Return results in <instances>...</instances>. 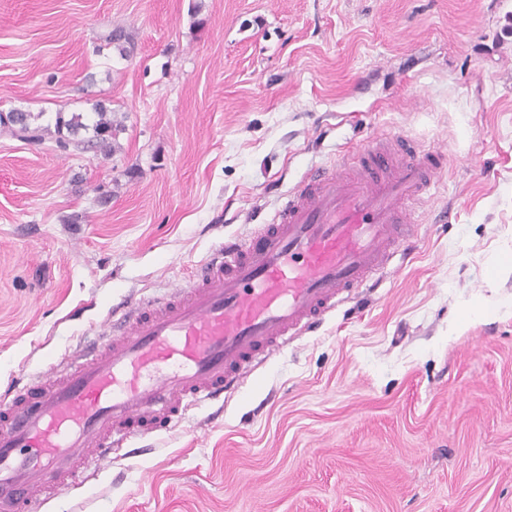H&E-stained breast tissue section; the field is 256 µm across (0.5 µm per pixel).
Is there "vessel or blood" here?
Here are the masks:
<instances>
[{
    "label": "vessel or blood",
    "instance_id": "obj_1",
    "mask_svg": "<svg viewBox=\"0 0 512 512\" xmlns=\"http://www.w3.org/2000/svg\"><path fill=\"white\" fill-rule=\"evenodd\" d=\"M447 154L406 136L312 167L247 239L219 244L161 299L116 308L66 363L0 391V512L86 486L136 437L238 390L292 337L367 287L416 236Z\"/></svg>",
    "mask_w": 512,
    "mask_h": 512
}]
</instances>
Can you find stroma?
Masks as SVG:
<instances>
[{"mask_svg":"<svg viewBox=\"0 0 512 512\" xmlns=\"http://www.w3.org/2000/svg\"><path fill=\"white\" fill-rule=\"evenodd\" d=\"M130 33V56L105 41ZM112 149L85 145L93 106ZM0 385L71 354L378 134L442 146L394 275L222 413L41 512H512V14L500 0H0ZM84 127L60 150L57 115ZM481 312L458 324L462 309ZM95 114L97 120L92 124L94 132L92 145L107 150L111 147L112 137H115L117 132L120 131V125L114 124V121L112 122V109L102 106L95 111ZM31 113L19 110L10 111L5 117L0 113V123L8 124L12 131L25 140H41L36 128H31Z\"/></svg>","mask_w":512,"mask_h":512,"instance_id":"obj_1","label":"stroma"}]
</instances>
